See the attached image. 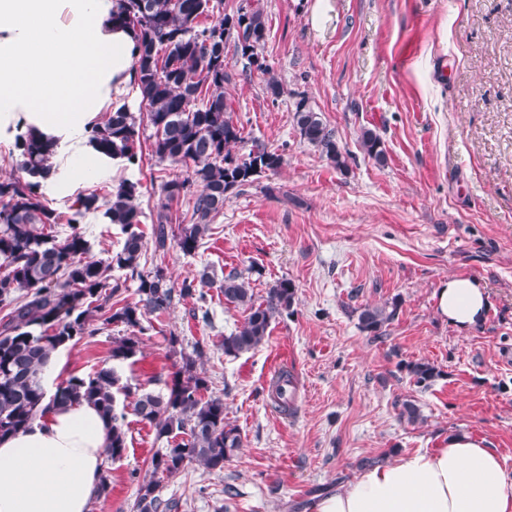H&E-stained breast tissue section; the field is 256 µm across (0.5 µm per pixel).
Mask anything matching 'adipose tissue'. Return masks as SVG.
Here are the masks:
<instances>
[{
  "label": "adipose tissue",
  "mask_w": 512,
  "mask_h": 512,
  "mask_svg": "<svg viewBox=\"0 0 512 512\" xmlns=\"http://www.w3.org/2000/svg\"><path fill=\"white\" fill-rule=\"evenodd\" d=\"M136 40L113 25L112 0H0V140L34 129L53 142L45 190L73 196L111 177L90 141L94 119L131 88ZM440 313L467 330L489 306L479 284L449 279ZM111 431L88 405L52 408L0 440V512H89ZM312 512H512V472L464 431L442 447L375 466L319 494Z\"/></svg>",
  "instance_id": "1"
}]
</instances>
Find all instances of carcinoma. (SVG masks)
<instances>
[{"label":"carcinoma","mask_w":512,"mask_h":512,"mask_svg":"<svg viewBox=\"0 0 512 512\" xmlns=\"http://www.w3.org/2000/svg\"><path fill=\"white\" fill-rule=\"evenodd\" d=\"M112 20L137 36V102L112 107L92 126L91 141L104 155L138 165L141 141L146 139L159 162L182 168L160 182L152 237L158 251L166 250L173 239L183 253L191 254L224 213L229 191L241 192L283 164L281 154L258 143L239 156L231 152L245 137L224 93V83L230 80L224 50L231 39L250 67L268 72L262 54L267 37L262 0H240L230 13L224 12V0H117ZM294 120L301 139L337 170L346 168L335 130L307 99L295 103ZM359 144L368 158L385 164L386 149L375 131L363 130ZM11 156L25 176L0 179V309L5 311L0 318V438L28 429L51 407L85 401L111 424L107 455L119 460L128 445L119 399L132 397L134 414L164 441L152 455L151 473L139 486L134 512H176L179 502L160 497L158 478L174 476L192 463L224 469V462L242 446L241 433L226 420L224 399L204 396L208 381L198 367L202 347L187 354L176 348L177 337L168 338L179 368L164 381L163 392L132 390L122 383L116 365L141 352L142 336L150 330L143 325L148 317L167 313L177 297L204 303L207 289L215 285L225 304L246 313L243 323L224 336V355L249 353L265 342L274 317L293 305L296 288L288 279L278 280L258 302L244 273L232 269L219 282L205 270L176 289L163 270L141 269L139 183L124 179L105 197L96 191L85 194L64 219L45 203L42 193V181L53 169L49 142L30 131L20 133ZM180 200L187 202L189 220L174 230L170 209ZM100 209L108 223L121 226L124 233L121 248L104 261L88 259V242L78 226L83 213ZM63 219L69 233L60 239L53 227ZM114 269L124 272V278L112 277ZM129 279L138 282V299L119 308L110 305ZM397 309L395 303L389 308L366 307L360 326L380 336ZM98 312L103 324L120 323L130 331L112 341V365L73 375L47 395L42 373L50 359L96 333L92 321ZM406 369L418 385L440 376L428 362H409Z\"/></svg>","instance_id":"1"}]
</instances>
